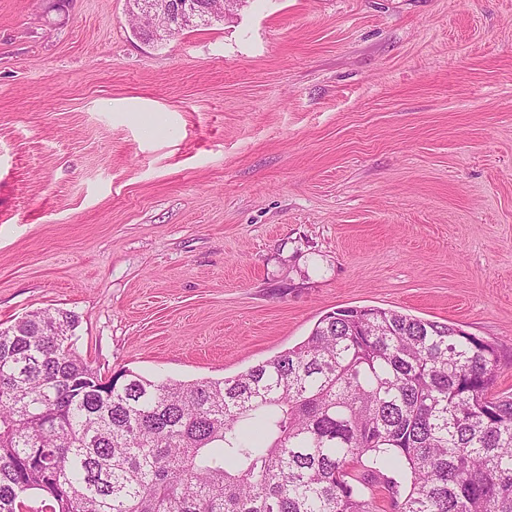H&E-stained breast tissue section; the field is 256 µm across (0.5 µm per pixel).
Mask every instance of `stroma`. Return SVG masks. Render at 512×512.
Instances as JSON below:
<instances>
[{"label":"stroma","instance_id":"stroma-1","mask_svg":"<svg viewBox=\"0 0 512 512\" xmlns=\"http://www.w3.org/2000/svg\"><path fill=\"white\" fill-rule=\"evenodd\" d=\"M372 306L494 343L512 394V0H0V327L103 377L236 376ZM199 1V2H198ZM140 0L135 2L136 9L133 10L136 15L147 16L153 20L149 28L153 32L174 33L177 29L188 22L208 18H224L229 14L227 9L218 10L212 5L208 8L202 4H210V0ZM200 2L202 4H200ZM141 38L148 42H158L168 37L159 33H151L146 28L139 27Z\"/></svg>","mask_w":512,"mask_h":512}]
</instances>
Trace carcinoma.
<instances>
[{
    "instance_id": "1",
    "label": "carcinoma",
    "mask_w": 512,
    "mask_h": 512,
    "mask_svg": "<svg viewBox=\"0 0 512 512\" xmlns=\"http://www.w3.org/2000/svg\"><path fill=\"white\" fill-rule=\"evenodd\" d=\"M78 317L0 330V512H512L497 348L376 307L227 379L109 378Z\"/></svg>"
}]
</instances>
